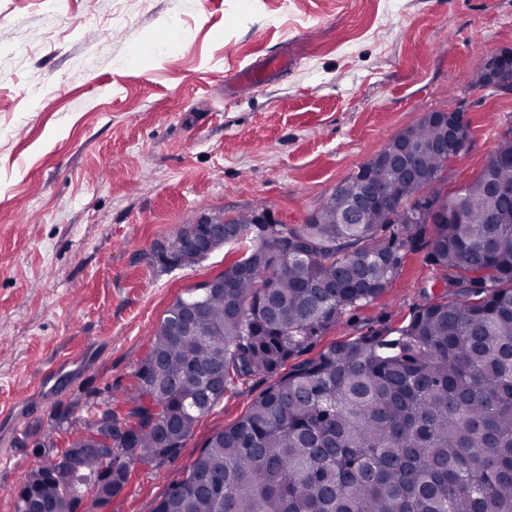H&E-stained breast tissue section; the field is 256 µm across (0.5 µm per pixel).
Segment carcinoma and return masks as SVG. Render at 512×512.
<instances>
[{
	"instance_id": "cac0c4a2",
	"label": "carcinoma",
	"mask_w": 512,
	"mask_h": 512,
	"mask_svg": "<svg viewBox=\"0 0 512 512\" xmlns=\"http://www.w3.org/2000/svg\"><path fill=\"white\" fill-rule=\"evenodd\" d=\"M459 133L431 114L385 149H415L407 177L371 157L303 224L224 218L240 255L165 312L127 400L96 410L68 448L29 472L17 512H78L107 502L135 460L159 467L199 415L257 375L274 381L232 427L215 432L152 512H512V223L490 185H512V130L480 174L445 193ZM378 195L360 223L341 217L365 181ZM429 233L442 294L394 330L306 347L351 308L381 296L403 251ZM192 221L154 245L164 270L206 258Z\"/></svg>"
}]
</instances>
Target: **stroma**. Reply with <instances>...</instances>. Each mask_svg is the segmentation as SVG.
<instances>
[{"instance_id": "35a3bbf8", "label": "stroma", "mask_w": 512, "mask_h": 512, "mask_svg": "<svg viewBox=\"0 0 512 512\" xmlns=\"http://www.w3.org/2000/svg\"><path fill=\"white\" fill-rule=\"evenodd\" d=\"M504 50L512 0H0V512H17L44 441L65 450L97 403L125 414L165 312L231 261L163 271L156 242L247 209L305 223L437 110L464 109L452 181L472 180L512 126V94L467 79ZM279 56L261 84L226 92L237 69ZM442 291L419 244L306 354L403 326ZM269 383L228 390L177 457L134 463L84 512H152Z\"/></svg>"}]
</instances>
